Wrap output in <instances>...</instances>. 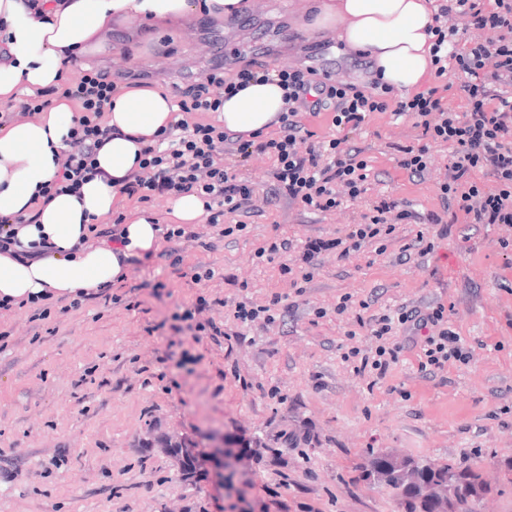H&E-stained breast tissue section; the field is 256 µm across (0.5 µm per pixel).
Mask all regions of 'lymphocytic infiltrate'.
Returning a JSON list of instances; mask_svg holds the SVG:
<instances>
[{"label": "lymphocytic infiltrate", "mask_w": 512, "mask_h": 512, "mask_svg": "<svg viewBox=\"0 0 512 512\" xmlns=\"http://www.w3.org/2000/svg\"><path fill=\"white\" fill-rule=\"evenodd\" d=\"M456 5L463 25L450 28L435 23L432 56L436 76L443 79L453 65L464 74L460 83L443 80L426 91L398 97L392 87L376 81L361 86L320 78L310 68L244 66L229 77L223 69H211L177 91L178 111L216 112L225 97L247 85L273 82L284 89L288 100L286 112L278 117L277 134L245 141L217 123L170 125L157 144L139 151V169L129 178L128 195L146 202L156 195L197 194L213 205L208 223L222 225L228 237L245 224L225 225L226 215L257 211L254 188L238 169L258 152L272 159L271 177L279 192L304 207L326 212L338 207L343 198L364 194L370 178L363 148H343V138L360 136L370 113L391 110L413 119L422 129L419 143L399 149L397 164L409 176L424 178L432 144L451 148L448 173L437 184L440 211L422 214L382 195L362 223L350 225L344 234L299 242L278 233L257 246V258L285 255L288 261L281 264V275L295 274L307 282L313 279L321 257L344 258L368 247L375 254H385L388 241L409 221L422 224L423 229L402 246L397 256L401 262L425 258L434 251L436 241L451 236L461 222L512 229V0H456ZM470 26L488 30V38H468ZM116 87V80L101 70L86 72L76 84H61V96L79 102L81 114L69 132L72 150L56 179L46 185L44 198L60 191L79 192L85 182L100 176L96 154L110 134L100 117L111 105ZM310 93L315 96L311 102L306 99ZM452 94L463 99V111L448 106ZM325 108L335 113L337 137L301 150L303 114ZM355 322L366 326L368 343L363 348L350 347L347 355L358 361L356 374L377 381L398 362L405 333L424 336L416 354L417 370L423 376H437L450 365H466L474 358L472 348L449 326L448 308L439 299L414 307L403 304L367 318L362 315Z\"/></svg>", "instance_id": "f902f5d3"}]
</instances>
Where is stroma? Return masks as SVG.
I'll return each instance as SVG.
<instances>
[{
  "instance_id": "35a3bbf8",
  "label": "stroma",
  "mask_w": 512,
  "mask_h": 512,
  "mask_svg": "<svg viewBox=\"0 0 512 512\" xmlns=\"http://www.w3.org/2000/svg\"><path fill=\"white\" fill-rule=\"evenodd\" d=\"M304 6L255 0L240 17L175 30L168 52L139 64L124 58L116 34L102 68L145 73L171 89L245 64L310 66L367 84L368 60L299 26ZM419 135L408 117L371 113L362 135L370 179L360 198L319 213L283 197L230 237L202 219L189 226L195 240L159 241L151 256L131 261L123 280L93 290L79 307L58 298L0 309V512H233L216 481H186L176 455L142 451L150 433L204 453L214 435L262 440L239 465L253 512H399L391 493L362 478L372 449L479 468L490 488L480 512H512V253L499 247L497 232L456 225L420 266L394 260L419 230L405 224L375 259H321L301 294L281 276L282 257L254 256L277 231L298 241L336 237L382 195L421 213L439 210L447 146L432 148L424 179H409L396 163V146ZM175 255L180 265H172ZM197 266L214 277L195 281ZM275 293L289 312L237 338L174 332L176 315L198 298L209 306L197 321L221 326L242 298L263 302ZM344 294L373 299L377 311L436 297L454 302L450 321L474 361L424 378L410 348L369 386L343 358L349 326L334 307ZM317 307L326 317L314 319ZM307 430L316 442L280 445L276 459L264 449L281 433Z\"/></svg>"
}]
</instances>
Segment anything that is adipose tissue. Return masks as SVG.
Instances as JSON below:
<instances>
[{
	"mask_svg": "<svg viewBox=\"0 0 512 512\" xmlns=\"http://www.w3.org/2000/svg\"><path fill=\"white\" fill-rule=\"evenodd\" d=\"M434 0H307L304 28L337 35L344 52L363 54L382 82L402 94L417 91L431 73L428 28ZM253 0H0V104L20 92L57 87L65 65L112 48L113 29L140 28L128 59L143 62L162 50L160 34L189 25L194 17L221 21L252 8ZM285 103L273 83H258L226 100L219 115L237 133L268 131ZM176 120L171 93L161 87L120 88L109 111L112 133L97 161L105 178L83 184L79 193L60 192L43 201L70 148L73 113L59 102L37 119L0 134V217L23 216L15 225L16 248L48 246L50 254L23 263L0 253V298L12 302L72 297L119 281L130 259L151 253L158 230L147 216L124 225V244L87 245L89 226L108 217L135 167L139 139H149Z\"/></svg>",
	"mask_w": 512,
	"mask_h": 512,
	"instance_id": "ef3b65f1",
	"label": "adipose tissue"
}]
</instances>
